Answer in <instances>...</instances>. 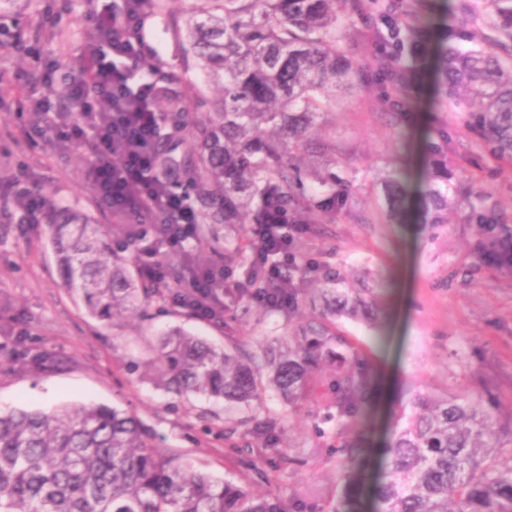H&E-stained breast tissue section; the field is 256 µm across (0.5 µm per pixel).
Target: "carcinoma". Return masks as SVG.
Returning <instances> with one entry per match:
<instances>
[{
	"mask_svg": "<svg viewBox=\"0 0 512 512\" xmlns=\"http://www.w3.org/2000/svg\"><path fill=\"white\" fill-rule=\"evenodd\" d=\"M199 8L179 32L197 59L206 95H197L192 125L172 128L169 139L189 131L190 147L178 160L158 145L159 165L182 179L175 185L195 196L203 213L198 253L246 260L240 234L246 224H274L288 212L294 224L314 214L334 215L353 199L333 172L336 150L322 131L334 115L336 97L363 87L362 71L345 50L344 21L369 11L388 13L380 0H198ZM508 20L512 0H490ZM378 33L392 53L378 58L382 69H402L414 54V20ZM439 104H461L466 127L480 135L497 157L512 161V64L488 44L463 51L436 44ZM151 106L161 114L178 100L165 91ZM448 148H434L417 194L422 224L448 223V211L469 207L480 219L482 254L512 273V225L493 222L497 202L475 191L461 196L452 182ZM385 215L403 214L409 190L402 169L381 179ZM48 229L62 284L82 298L101 321L135 315L167 289L135 278L132 263L112 248L109 229L84 218L52 211ZM248 298L267 293L259 264L250 267ZM304 301L321 318L305 322L283 341L262 346L259 355L216 347L180 328L162 333L144 368L168 391L195 394L228 405L262 404L270 392L292 406L331 367L330 407L336 431L359 427L368 407L367 376L350 364L334 319L374 325L381 313L377 288H354L347 277L327 271L303 289ZM502 427L496 405L479 389L444 397L411 392L401 402L385 448V469L373 482L372 512H512V453L496 446ZM343 477L359 465V449H329ZM0 512H306L303 501L213 478L156 448L139 421L117 406L86 404L51 411L0 410Z\"/></svg>",
	"mask_w": 512,
	"mask_h": 512,
	"instance_id": "obj_1",
	"label": "carcinoma"
}]
</instances>
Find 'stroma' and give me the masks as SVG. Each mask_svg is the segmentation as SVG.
Instances as JSON below:
<instances>
[{
	"label": "stroma",
	"instance_id": "stroma-1",
	"mask_svg": "<svg viewBox=\"0 0 512 512\" xmlns=\"http://www.w3.org/2000/svg\"><path fill=\"white\" fill-rule=\"evenodd\" d=\"M195 5V0H164L145 24L154 50L150 76L157 87L180 93V108L190 114L197 110L190 88L201 77L175 31ZM406 9L435 26L417 34L402 94L378 68L375 15L347 23L352 38L346 46L367 79L363 90L345 96L328 134L336 142V173L348 179L354 204L310 222L292 244L298 263L313 258L350 280L384 288L379 326L344 318L336 323L338 336L356 352L355 363L370 380L368 419L339 437L326 419L327 377L291 414L272 398L243 418L225 414L223 404L176 397L153 377L128 372V359L149 358L155 337L166 329L180 327L215 345L231 341L252 351L259 338L287 335L295 322L279 310L260 320L241 317L239 291L225 295L224 321L218 325L158 300L143 315L113 325L87 315L62 285L45 226L21 224L8 182L26 173V188L51 205L118 233L130 231L125 219L88 201L83 174L95 155L94 141L61 149L48 136L27 145L23 132L38 103L13 79L18 71L54 66L58 78L49 95L61 96L70 54L91 40L95 17L82 0H28L22 16H1L0 408L49 410L90 402L125 408L153 444L255 491L271 488L301 497L307 512H332L343 496L329 456L338 441L363 450L352 488L373 480L391 436L392 411L409 392L441 397L481 387L496 397L502 421L512 420V275L480 263L477 224L467 211L449 213L447 224L434 230L412 217L387 223L378 206V180L386 169L405 165L411 186H418L431 146L444 142L461 189L490 194L497 222L512 225V163L484 148L461 110L437 103L432 78L436 39L463 47L471 36L494 37V16L487 0H404L393 17ZM20 32L27 41L17 50L13 44ZM270 419L280 426L277 451L239 452V444L253 441L254 431Z\"/></svg>",
	"mask_w": 512,
	"mask_h": 512
}]
</instances>
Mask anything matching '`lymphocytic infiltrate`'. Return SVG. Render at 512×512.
<instances>
[{
  "label": "lymphocytic infiltrate",
  "mask_w": 512,
  "mask_h": 512,
  "mask_svg": "<svg viewBox=\"0 0 512 512\" xmlns=\"http://www.w3.org/2000/svg\"><path fill=\"white\" fill-rule=\"evenodd\" d=\"M150 15L149 0H114L111 11L98 14L92 42L71 57L67 93L40 101L28 136L39 139L50 132L58 143L74 144L94 135L95 157L84 174L92 203H106L137 224L169 217L161 247H144L138 256L140 277L161 285L168 279L164 251L182 253L196 244L201 221L169 190V175L157 162L160 117L148 105L155 85L149 79L132 82L147 54L141 30ZM301 230L298 224H261L254 230L247 245L253 258L264 262L270 281L282 283L295 267L292 236ZM230 287L223 270L193 265L170 301L210 321L223 312L224 292Z\"/></svg>",
  "instance_id": "f902f5d3"
}]
</instances>
